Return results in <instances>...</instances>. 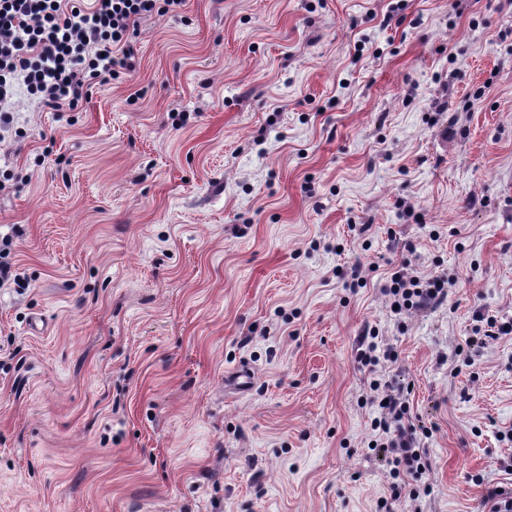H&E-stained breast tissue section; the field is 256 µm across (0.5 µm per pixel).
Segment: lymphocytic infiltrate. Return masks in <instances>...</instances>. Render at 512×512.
I'll return each instance as SVG.
<instances>
[{
    "label": "lymphocytic infiltrate",
    "instance_id": "f902f5d3",
    "mask_svg": "<svg viewBox=\"0 0 512 512\" xmlns=\"http://www.w3.org/2000/svg\"><path fill=\"white\" fill-rule=\"evenodd\" d=\"M185 0H0V128L14 121L10 102L24 85L40 106L74 110L97 83L134 69L133 38L140 19L179 12ZM382 291L402 315L448 298L446 281L410 273L401 264L386 274ZM368 401L379 415L374 450L393 474L418 476L430 468L420 447L428 428L414 422L402 388L370 383Z\"/></svg>",
    "mask_w": 512,
    "mask_h": 512
}]
</instances>
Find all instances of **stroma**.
<instances>
[{"mask_svg": "<svg viewBox=\"0 0 512 512\" xmlns=\"http://www.w3.org/2000/svg\"><path fill=\"white\" fill-rule=\"evenodd\" d=\"M135 48L0 131V512H477L512 483V335L460 353L512 318V0H186ZM403 261L447 301L394 317ZM368 325L422 476L368 449ZM13 244L14 240L12 236H3L0 239V288L11 282H16L17 279V274L12 263L4 260L8 257ZM476 322L481 324L475 325L473 329L474 336H468L465 339L466 347H481L486 344L487 339H493L495 336L507 335L512 333V319L502 321L495 315L481 314L477 317ZM378 334L373 329L364 331L361 336L362 345L365 349L360 353V363L369 372H376L378 367L384 364H395L398 361L397 352L390 346L380 345L377 341Z\"/></svg>", "mask_w": 512, "mask_h": 512, "instance_id": "stroma-1", "label": "stroma"}]
</instances>
